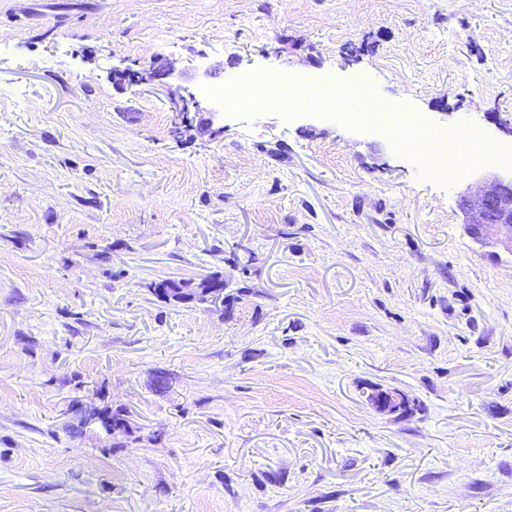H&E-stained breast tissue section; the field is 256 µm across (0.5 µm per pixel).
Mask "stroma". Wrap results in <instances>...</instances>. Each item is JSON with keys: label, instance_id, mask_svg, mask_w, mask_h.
Instances as JSON below:
<instances>
[{"label": "stroma", "instance_id": "1", "mask_svg": "<svg viewBox=\"0 0 512 512\" xmlns=\"http://www.w3.org/2000/svg\"><path fill=\"white\" fill-rule=\"evenodd\" d=\"M258 70L512 148V0H0V512H512V253L460 212L512 168L201 94ZM368 400L379 410L390 414L397 413L404 397L395 391H376L368 395Z\"/></svg>", "mask_w": 512, "mask_h": 512}]
</instances>
